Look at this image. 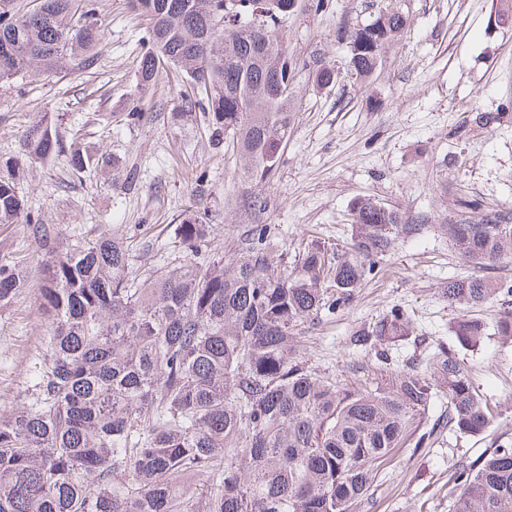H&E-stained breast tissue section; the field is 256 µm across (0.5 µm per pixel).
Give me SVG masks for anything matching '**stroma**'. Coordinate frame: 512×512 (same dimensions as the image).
Segmentation results:
<instances>
[{
  "label": "stroma",
  "instance_id": "35a3bbf8",
  "mask_svg": "<svg viewBox=\"0 0 512 512\" xmlns=\"http://www.w3.org/2000/svg\"><path fill=\"white\" fill-rule=\"evenodd\" d=\"M95 3L106 28L97 60L71 59L40 80L0 83V157L19 153L26 126L57 114L81 128L85 154L109 161L80 179L60 159L34 164L22 190L47 223L68 237L106 225L149 265L170 250L175 225L194 216L216 226L217 248L231 247L246 225L269 224L276 254L291 262L312 238L330 248L349 243L353 202L369 196L405 217H426L427 227L395 242L349 307L297 327L300 357L319 374L365 387L425 362L437 345L458 349L451 332L457 312L442 289L478 270L459 258L441 227L490 212L512 219V0H297L280 26L296 61L293 118L279 168L266 182L243 177L239 156L214 142L202 113L182 115L187 88L171 69L139 83L150 24L131 0ZM393 10L409 23L362 80L350 66L347 35ZM324 67L333 83L318 82ZM135 103L144 117L126 123ZM133 166L139 179L131 189L124 178ZM0 257L28 273L26 287L0 307L6 413L43 358L49 324L36 303L41 256L25 225L0 226ZM394 308L408 312L412 331L390 345L388 362L351 345L355 330ZM498 309H477L486 334L458 349L479 397L498 410L491 429L432 432L448 410V393L438 390L379 465L355 512H451L456 463L495 440L512 441V337L498 334Z\"/></svg>",
  "mask_w": 512,
  "mask_h": 512
}]
</instances>
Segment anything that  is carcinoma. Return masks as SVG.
Here are the masks:
<instances>
[{
	"label": "carcinoma",
	"instance_id": "carcinoma-1",
	"mask_svg": "<svg viewBox=\"0 0 512 512\" xmlns=\"http://www.w3.org/2000/svg\"><path fill=\"white\" fill-rule=\"evenodd\" d=\"M295 0H137L151 17L140 81L160 65L198 87L182 99L205 111L211 136L232 141L243 172L266 181L279 167L292 115L295 64L278 32ZM399 12L355 28L350 64L359 77L406 25ZM105 26L94 0H0V82L38 77L67 56L92 58ZM76 137L48 121L23 133L28 162L62 158L90 166ZM24 164L0 160V224H23L40 254L38 309L49 321L46 358L23 401L0 416V512H351L375 470L425 413L434 386L448 391L443 425L470 436L490 428L459 354L437 348L429 368L411 365L373 389L339 386L297 356L307 318L350 304L395 241L419 234L398 209L353 204L350 246L310 242L293 266L275 261L269 224H250L229 251L211 228H174V254L146 266L107 230L67 240L20 192ZM458 255L485 270L512 257V224L495 214L446 224ZM24 285L0 261V304ZM459 311L464 348L484 325L470 309L500 303L496 329L512 337V284L488 275L443 288ZM410 334L394 308L351 335L382 346ZM196 499L183 498L190 485ZM453 512H512V444L453 472Z\"/></svg>",
	"mask_w": 512,
	"mask_h": 512
}]
</instances>
